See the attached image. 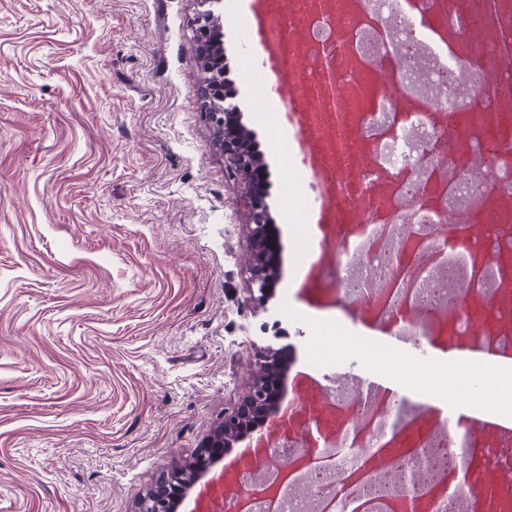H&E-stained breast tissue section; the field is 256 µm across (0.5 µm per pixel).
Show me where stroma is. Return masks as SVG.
<instances>
[{
	"label": "stroma",
	"mask_w": 512,
	"mask_h": 512,
	"mask_svg": "<svg viewBox=\"0 0 512 512\" xmlns=\"http://www.w3.org/2000/svg\"><path fill=\"white\" fill-rule=\"evenodd\" d=\"M202 0H0V512H136L237 405L267 349L286 395L318 385L469 415L416 371L447 340L411 344L352 300L303 289L300 234L318 202L275 149L247 76L240 10L220 19L242 121L271 172L279 278L251 285L250 200L199 106L191 24ZM372 341L357 346L358 337ZM335 367L313 363L316 344ZM393 351L399 367L370 360Z\"/></svg>",
	"instance_id": "1"
}]
</instances>
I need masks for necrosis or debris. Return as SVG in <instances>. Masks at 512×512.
Returning <instances> with one entry per match:
<instances>
[{
  "label": "necrosis or debris",
  "instance_id": "1",
  "mask_svg": "<svg viewBox=\"0 0 512 512\" xmlns=\"http://www.w3.org/2000/svg\"><path fill=\"white\" fill-rule=\"evenodd\" d=\"M478 0H463L465 21L454 25L453 0H418L416 14L405 13L400 0H354L342 13L288 11L289 27L303 31L296 50L283 51L291 70L300 71L299 97L310 98L326 62L339 59L335 108L344 115V129L332 127L319 106H312L304 124L316 135L327 177L314 181L308 165L300 171L305 183H318L323 206L334 209L330 237L302 242L319 288L341 295L358 289V302L373 320L391 323L395 334L414 339L423 331L446 326L462 361L495 374L499 401L487 415L512 414V127L485 128L480 116L512 115V45H500L502 32L512 31V0H493L492 17L476 22ZM445 22L458 54L474 46L501 48L496 67H459L456 56L426 37L415 15ZM397 63L392 91L379 89V76ZM493 84L492 98L473 111L461 88L478 79ZM361 101L349 111L352 101ZM440 145L448 157L440 163L431 155ZM433 186L431 204H422L423 189ZM468 230L447 263L419 270L409 289L372 281L384 268L388 279L402 266L394 242L411 241L425 252H438L442 239L436 229L449 218ZM486 301L483 326L474 318H449L448 306L458 284ZM322 411L338 433L322 448L318 463L293 469L282 481L280 456L272 454L265 478L273 493L254 495L249 512H396L404 491L387 472L395 471L409 448L430 442L439 448L455 433H463L482 449L496 478L492 498L473 492L475 512H512V438L486 427L484 417L472 416L447 424L428 421L405 411L401 403L369 400L355 410L343 392L321 391ZM385 448L386 473L374 474L370 504L345 493L342 477L358 471L368 454Z\"/></svg>",
  "mask_w": 512,
  "mask_h": 512
}]
</instances>
